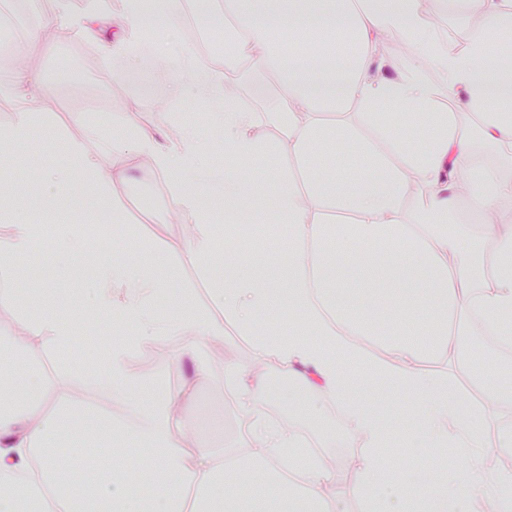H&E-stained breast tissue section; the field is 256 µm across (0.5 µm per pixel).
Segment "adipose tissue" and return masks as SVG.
I'll list each match as a JSON object with an SVG mask.
<instances>
[{
  "mask_svg": "<svg viewBox=\"0 0 512 512\" xmlns=\"http://www.w3.org/2000/svg\"><path fill=\"white\" fill-rule=\"evenodd\" d=\"M439 9L475 12L485 24L451 51L433 24ZM108 10L121 30L109 56L129 63L143 83L147 68L173 62L181 77L169 96L208 104L210 124L224 135L221 163L207 161L210 146L191 122L163 139L134 124L112 139L113 152L164 175L174 208L192 222L183 262L207 276L225 257L229 271L217 289L224 317L186 301L161 314L165 281L151 272L143 242L135 244L139 265L100 262L85 314L126 329L108 347L100 375L131 418L80 401L72 364L60 363L47 380L0 350V369L13 377L0 390V512H334L324 494L334 471L313 459L299 481L289 479L284 454L304 442L264 416L259 362L292 376L293 403L305 404L313 392L344 406L346 431L363 448L357 491L366 512H390V497L403 494L380 485L393 436L366 391L372 384L412 398L416 421L401 427L399 441L456 450L446 476L418 488L425 512H462V502L463 512H512V470L484 453L480 408L463 409L447 379L421 369L431 357L460 358L471 332L455 326L458 317L478 320L512 347V0H224L229 42L220 70L194 49L174 53L160 39L181 22L171 0H89L84 19L70 0H57L50 22L92 37L90 17ZM392 40L411 45L409 64L387 54ZM243 63L276 73L288 90L268 117L278 139L261 134L256 112L225 89ZM429 66L438 82L426 78ZM38 89L31 76H12L18 108L0 128L1 146L30 138L38 118L28 102ZM465 115L474 128L462 124ZM95 139L86 127L65 151L85 191L102 202L127 171L104 168ZM279 154L291 160L289 169L253 171ZM414 195L412 210L406 202ZM219 213L232 224L287 225V261L262 247L222 251ZM41 238L40 224L0 206V313L19 321L28 351L46 337L70 344L76 333L67 311L42 312L35 297L21 298L12 286L13 259ZM263 310L281 313L284 326L257 332ZM228 319L251 336L252 359L227 370L248 427L238 453L226 458L183 438L189 387L170 392L154 383L146 406L133 397L142 380L130 360L168 336L181 338V357H196L223 336ZM373 336L382 357L361 345ZM48 401L54 409L46 414ZM90 437L112 440L115 457L121 446L136 447L150 463L153 489L136 493L135 472L120 464L87 483L67 477L61 458ZM472 488L476 496L464 497Z\"/></svg>",
  "mask_w": 512,
  "mask_h": 512,
  "instance_id": "1",
  "label": "adipose tissue"
}]
</instances>
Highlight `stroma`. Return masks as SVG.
<instances>
[{
    "instance_id": "1",
    "label": "stroma",
    "mask_w": 512,
    "mask_h": 512,
    "mask_svg": "<svg viewBox=\"0 0 512 512\" xmlns=\"http://www.w3.org/2000/svg\"><path fill=\"white\" fill-rule=\"evenodd\" d=\"M55 8L54 0H26L25 17L30 28L40 30L41 43L30 39H11L0 43V127L7 126L16 110V101L8 90L13 73L24 71L42 85V97L32 101L33 110L45 114L49 127L63 130L67 137L79 138L83 127L74 121L75 111H82L88 119L104 116L109 120L99 137L104 151L101 155L105 168H120L126 160L122 155L108 150L112 138L111 122H136L152 129L156 135L170 133L174 121L192 119L202 137L214 151L224 149L221 135L213 130L204 118L205 104L191 101L175 102L168 98L165 85L180 76L175 68L161 69V82L154 87L155 104L151 111L131 114L133 102L140 89L136 82L114 71L111 59L106 58L104 45L115 37L111 26H101L96 38L77 36L73 39L58 37L57 30L45 23ZM52 45L51 53H43L42 44ZM67 72L66 80H59V72ZM227 87L242 101L258 111H271L286 89L271 74L244 65L230 75ZM63 151H49L45 135L35 131L21 152H0V184L6 189V200L23 210L30 219H38L45 211L50 196L37 178L38 170L63 165ZM126 167V166H125ZM129 169V168H128ZM112 196L122 209L120 224L112 228V240L107 246L89 243L82 253L61 256L56 242H39L33 250L14 262L16 272L22 273L20 295L40 292L51 305L69 306L78 313V336L99 330L101 340H117L122 331L112 321L81 317L85 294L90 288L98 260L121 254L127 244L126 228H134L139 237L151 241L158 249L159 265L175 264L178 267L173 280L167 285L171 295L186 294L212 316L223 317L224 310L216 300L212 282L223 279L225 265L214 268L211 278H204L197 268L179 262L178 246L189 236L191 226L173 209L164 176L147 165L129 169V177L114 182ZM164 354L158 370L139 367L145 381L164 376L174 388L192 387L190 413L193 424L185 434L192 444L224 455H233L239 443V432L246 427L245 418L239 413L231 393L225 388V370L249 360L252 346L248 337L242 336L234 323H226L221 345L200 353L197 360H178L181 340L170 336L162 340ZM474 404L483 406L487 420L486 451L500 466L512 469V447L499 445L503 431L512 430V409L489 405L484 394H476ZM263 408L267 417L294 429L303 439H315L325 464L336 473L332 490L336 512H363V502L357 494V464L361 447L357 440L346 435L343 414L336 403L328 399H310L306 408L297 409L288 404L287 389H280L273 397H265ZM233 423L237 431L225 435V423ZM419 454L418 463L397 456L394 448H387L388 461L381 480L385 483L404 481L413 485L424 482L442 470L446 458L441 450L417 443L412 447Z\"/></svg>"
}]
</instances>
